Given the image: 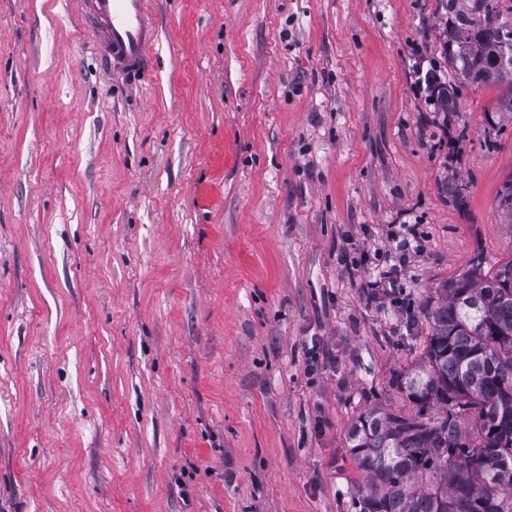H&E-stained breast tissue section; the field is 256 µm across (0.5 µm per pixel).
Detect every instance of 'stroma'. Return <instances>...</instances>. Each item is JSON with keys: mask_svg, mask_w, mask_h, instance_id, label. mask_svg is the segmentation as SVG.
<instances>
[{"mask_svg": "<svg viewBox=\"0 0 512 512\" xmlns=\"http://www.w3.org/2000/svg\"><path fill=\"white\" fill-rule=\"evenodd\" d=\"M150 3L143 82L0 0V512H356L349 429L512 260V85L477 0ZM483 14L467 19L457 30L466 47L454 58L473 81L485 84L512 82V22L504 20L491 0H481Z\"/></svg>", "mask_w": 512, "mask_h": 512, "instance_id": "35a3bbf8", "label": "stroma"}]
</instances>
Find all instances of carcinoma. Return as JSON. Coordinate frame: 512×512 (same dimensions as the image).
Listing matches in <instances>:
<instances>
[{
	"mask_svg": "<svg viewBox=\"0 0 512 512\" xmlns=\"http://www.w3.org/2000/svg\"><path fill=\"white\" fill-rule=\"evenodd\" d=\"M481 3L455 59L473 81H512V22ZM428 316L424 359L402 380L417 412L375 410L348 432L359 512H512V260L489 275L475 265ZM437 404L445 416L423 417Z\"/></svg>",
	"mask_w": 512,
	"mask_h": 512,
	"instance_id": "1",
	"label": "carcinoma"
}]
</instances>
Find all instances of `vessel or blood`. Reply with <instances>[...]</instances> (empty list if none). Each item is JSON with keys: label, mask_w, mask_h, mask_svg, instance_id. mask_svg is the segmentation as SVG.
Returning a JSON list of instances; mask_svg holds the SVG:
<instances>
[{"label": "vessel or blood", "mask_w": 512, "mask_h": 512, "mask_svg": "<svg viewBox=\"0 0 512 512\" xmlns=\"http://www.w3.org/2000/svg\"><path fill=\"white\" fill-rule=\"evenodd\" d=\"M79 6L98 36L102 61L112 70L146 78L158 39L149 0H79Z\"/></svg>", "instance_id": "1"}]
</instances>
